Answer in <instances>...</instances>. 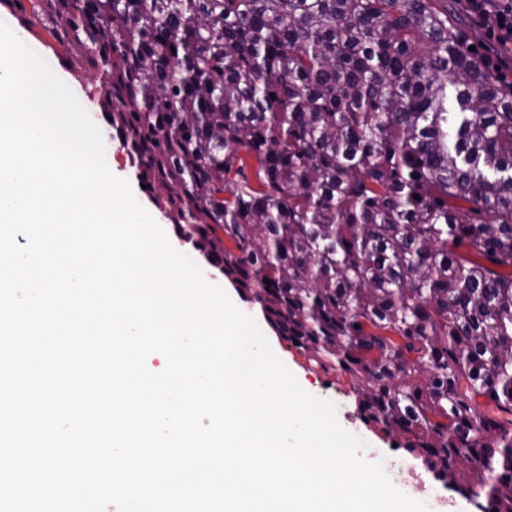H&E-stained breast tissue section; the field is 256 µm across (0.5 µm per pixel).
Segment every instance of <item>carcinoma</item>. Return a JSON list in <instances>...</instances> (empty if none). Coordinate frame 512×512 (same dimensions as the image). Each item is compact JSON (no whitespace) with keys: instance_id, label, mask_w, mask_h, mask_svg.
<instances>
[{"instance_id":"1","label":"carcinoma","mask_w":512,"mask_h":512,"mask_svg":"<svg viewBox=\"0 0 512 512\" xmlns=\"http://www.w3.org/2000/svg\"><path fill=\"white\" fill-rule=\"evenodd\" d=\"M0 4L102 72L154 205L279 335L512 512V92L448 0Z\"/></svg>"}]
</instances>
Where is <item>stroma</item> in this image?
<instances>
[{"label":"stroma","instance_id":"1","mask_svg":"<svg viewBox=\"0 0 512 512\" xmlns=\"http://www.w3.org/2000/svg\"><path fill=\"white\" fill-rule=\"evenodd\" d=\"M453 8L457 16V27L466 43L474 46L476 54L487 66H497L504 73H511L512 49L500 46L488 37L486 27L470 11L466 0H455ZM0 22L7 24L17 36L26 37L33 50L60 73L73 93L86 101L87 111L99 127L105 146L112 149L111 155L106 159L112 173L129 181L138 202L163 228L173 247H187L189 256L203 269L213 284L221 286L239 309L253 313L273 351L295 375L300 386L307 392L335 404L340 424L364 441L363 457L375 460L383 449L393 450L403 469L400 489L407 496L429 500L432 512H476L475 506L467 497L436 478L434 472L420 458L398 444L395 435L384 432L380 425L368 421L362 415L354 393L355 383L348 374L324 372L309 364L304 352L287 338L279 336L262 314L258 313L256 305L241 289L225 279L220 269L211 264L201 249L188 245L176 225L154 206L149 194L142 189L130 152L123 147L120 135L112 128L97 104L96 83L91 80L89 72L77 60L69 61L61 57L58 45L42 29H27L24 17L19 11L0 8Z\"/></svg>","mask_w":512,"mask_h":512}]
</instances>
